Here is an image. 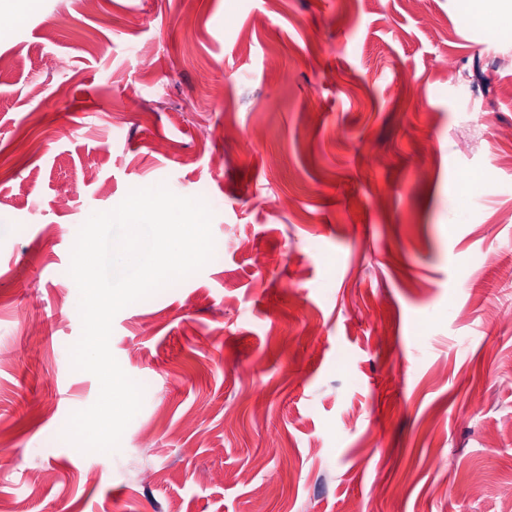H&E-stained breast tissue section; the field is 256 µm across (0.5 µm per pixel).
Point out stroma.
Here are the masks:
<instances>
[{
  "instance_id": "1",
  "label": "stroma",
  "mask_w": 512,
  "mask_h": 512,
  "mask_svg": "<svg viewBox=\"0 0 512 512\" xmlns=\"http://www.w3.org/2000/svg\"><path fill=\"white\" fill-rule=\"evenodd\" d=\"M473 8L0 0L1 507L500 512L512 26H474ZM464 125L480 147H459ZM159 183L207 203L214 256L115 315L110 349L143 405L118 450L85 454L62 437L100 389L70 364L71 249L92 213ZM20 307L41 334L22 332ZM146 437L156 475L141 483Z\"/></svg>"
}]
</instances>
